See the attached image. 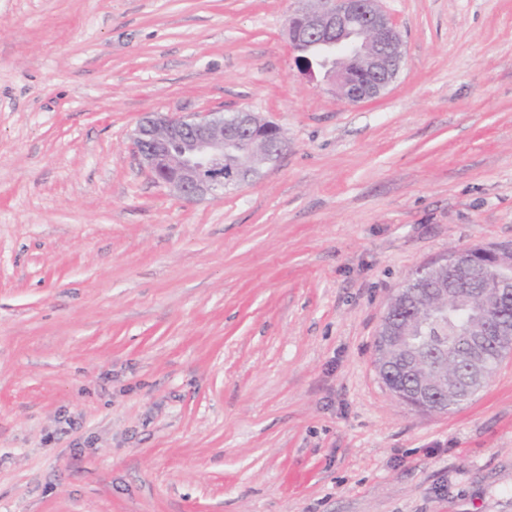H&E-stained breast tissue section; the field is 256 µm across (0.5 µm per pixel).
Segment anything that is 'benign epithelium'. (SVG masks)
I'll list each match as a JSON object with an SVG mask.
<instances>
[{
  "label": "benign epithelium",
  "mask_w": 512,
  "mask_h": 512,
  "mask_svg": "<svg viewBox=\"0 0 512 512\" xmlns=\"http://www.w3.org/2000/svg\"><path fill=\"white\" fill-rule=\"evenodd\" d=\"M288 37L297 52L295 63L308 77L314 70L306 52L317 46L336 59V70L328 75L341 96L358 103L383 94L400 71L402 40L390 16L378 0H299V7L288 15ZM135 147L142 163L154 179L189 201L216 197L224 190L251 182L261 165L282 155L288 147L281 127L260 119L250 111L236 112L233 123L224 122V113L207 112L197 116H162L150 113L135 131ZM490 265L512 279V246L482 247L460 256L455 250L444 259L418 268L414 275L431 269L448 268L455 280L436 289L446 304L454 309L465 307L470 296L486 288L497 304L505 284L481 282L473 288L476 272ZM410 326H390L379 339L380 352L400 357L411 374L421 371L419 359L411 348ZM495 341L503 352H512V323L497 321L470 327L466 351L468 377L473 384L483 382L485 366L481 353ZM464 377L452 383L417 379L425 409L440 400L452 402L461 391Z\"/></svg>",
  "instance_id": "1"
}]
</instances>
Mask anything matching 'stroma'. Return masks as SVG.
<instances>
[{
	"label": "stroma",
	"mask_w": 512,
	"mask_h": 512,
	"mask_svg": "<svg viewBox=\"0 0 512 512\" xmlns=\"http://www.w3.org/2000/svg\"><path fill=\"white\" fill-rule=\"evenodd\" d=\"M351 104L295 0H0V512H512V356L447 413L375 365L416 268L512 245V0H382ZM246 108L288 148L188 201L133 137Z\"/></svg>",
	"instance_id": "obj_1"
}]
</instances>
